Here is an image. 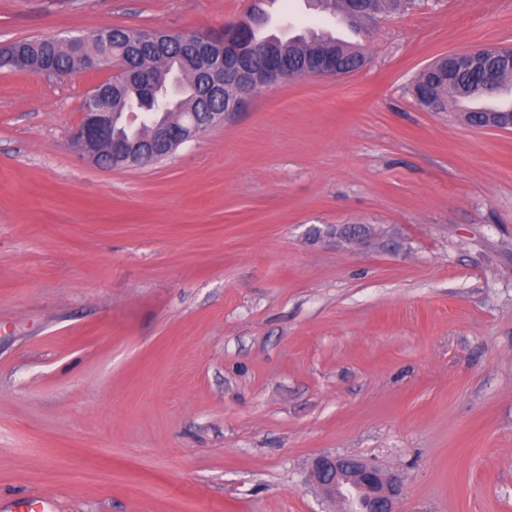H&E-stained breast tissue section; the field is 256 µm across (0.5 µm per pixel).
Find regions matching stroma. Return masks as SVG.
Returning a JSON list of instances; mask_svg holds the SVG:
<instances>
[{
    "label": "stroma",
    "mask_w": 512,
    "mask_h": 512,
    "mask_svg": "<svg viewBox=\"0 0 512 512\" xmlns=\"http://www.w3.org/2000/svg\"><path fill=\"white\" fill-rule=\"evenodd\" d=\"M252 0H0V44L104 26L218 35ZM367 61L261 86L165 160L74 141L98 75L0 69V512H339L316 455L401 474L404 512H512V130L430 112L512 0L269 31ZM368 224L351 246L313 229Z\"/></svg>",
    "instance_id": "35a3bbf8"
}]
</instances>
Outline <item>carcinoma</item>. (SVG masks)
Here are the masks:
<instances>
[{
  "instance_id": "obj_1",
  "label": "carcinoma",
  "mask_w": 512,
  "mask_h": 512,
  "mask_svg": "<svg viewBox=\"0 0 512 512\" xmlns=\"http://www.w3.org/2000/svg\"><path fill=\"white\" fill-rule=\"evenodd\" d=\"M274 2L253 0L243 20L242 36L252 52L249 63L254 87L265 83L263 67L267 63L268 38L260 36V31L270 18L268 5ZM414 5L415 0H366L358 6V12L349 22L357 23L372 14L403 13ZM101 31L109 33L106 44L92 35L77 39L45 36L15 41L0 48V68L22 67L61 79L76 72L92 71L87 66L91 58L108 57L116 73L97 84L98 94L105 97V106L117 113L116 130L141 147L153 144V125L129 127L124 121V113L151 111L153 98H170L163 120L177 127L184 125L192 112L224 107V101L206 97L200 80L205 72L202 61L181 43L180 37L159 48L144 29L113 26L103 27ZM279 46L282 56L278 61L285 63L288 72L297 77L305 75L313 60L323 52L338 56L346 73L358 70L366 62V56L357 46L338 40L329 32L310 31L284 37ZM508 79L512 81V67L503 64L499 66L495 86L488 89L482 83L479 69L452 71L448 59L442 57L424 67L414 84L420 93L418 103L425 109L446 112L453 108L474 127L482 125L487 109H463L459 104L495 93Z\"/></svg>"
}]
</instances>
